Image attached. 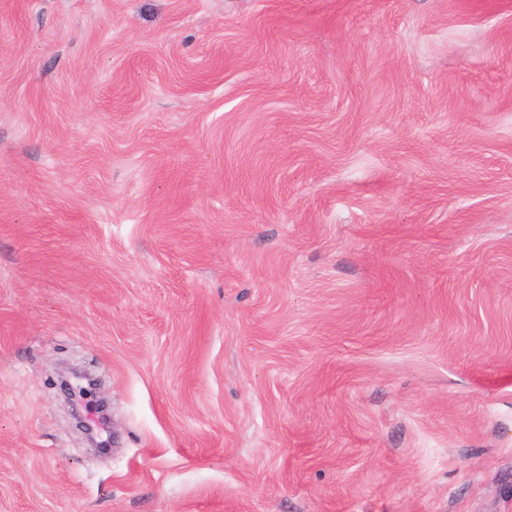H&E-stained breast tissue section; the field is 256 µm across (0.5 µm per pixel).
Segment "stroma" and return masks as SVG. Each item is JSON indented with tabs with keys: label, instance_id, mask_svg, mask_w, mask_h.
<instances>
[{
	"label": "stroma",
	"instance_id": "1",
	"mask_svg": "<svg viewBox=\"0 0 512 512\" xmlns=\"http://www.w3.org/2000/svg\"><path fill=\"white\" fill-rule=\"evenodd\" d=\"M0 512H512V0H0ZM60 376L62 378V389L70 405L72 416L76 421L78 429L84 435L87 444L95 450L105 451L107 448L105 450L100 449L105 444L98 442L96 439V425L94 421V424H92L85 416H81L77 404L74 403L75 400H78L77 393L78 396H81V393L88 394L93 393L95 390H100L102 388V381L93 379L89 375L88 370L80 366H65L61 369Z\"/></svg>",
	"mask_w": 512,
	"mask_h": 512
}]
</instances>
